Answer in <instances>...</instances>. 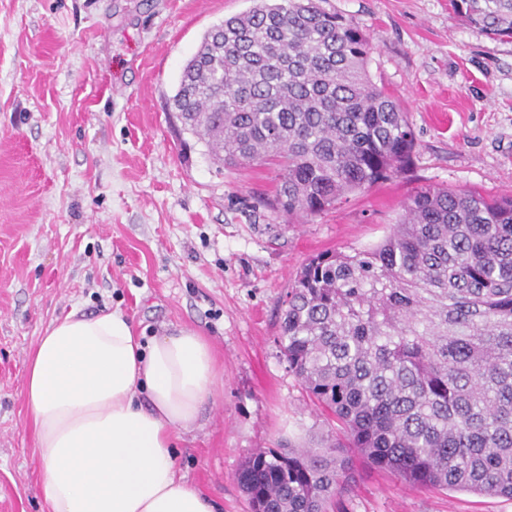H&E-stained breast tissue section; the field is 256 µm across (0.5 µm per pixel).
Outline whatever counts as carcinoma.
Here are the masks:
<instances>
[{
	"label": "carcinoma",
	"instance_id": "cac0c4a2",
	"mask_svg": "<svg viewBox=\"0 0 512 512\" xmlns=\"http://www.w3.org/2000/svg\"><path fill=\"white\" fill-rule=\"evenodd\" d=\"M512 38V0H450ZM369 38L322 0H256L213 25L172 97L227 168L278 169L273 206L316 216L402 172L415 136L368 74ZM379 244L321 253L288 290V371L336 419L319 448L237 472L253 512H328L354 458L416 487L512 498V195L421 187Z\"/></svg>",
	"mask_w": 512,
	"mask_h": 512
}]
</instances>
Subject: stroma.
<instances>
[{
  "instance_id": "stroma-1",
  "label": "stroma",
  "mask_w": 512,
  "mask_h": 512,
  "mask_svg": "<svg viewBox=\"0 0 512 512\" xmlns=\"http://www.w3.org/2000/svg\"><path fill=\"white\" fill-rule=\"evenodd\" d=\"M251 5L0 0V512H46L23 386L39 338L73 307L121 309L147 338L208 337L224 389L177 439L178 473L221 512H251L245 457L336 428L279 347L306 260L378 244L424 186L512 193V40L449 0H326L369 37V75L407 114L413 164L287 219L274 166L213 163L170 103L204 33ZM336 512H512V499L413 488L359 459Z\"/></svg>"
}]
</instances>
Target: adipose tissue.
Wrapping results in <instances>:
<instances>
[{
    "mask_svg": "<svg viewBox=\"0 0 512 512\" xmlns=\"http://www.w3.org/2000/svg\"><path fill=\"white\" fill-rule=\"evenodd\" d=\"M223 388L197 330L144 342L118 309L55 319L24 382L47 512H218L178 474L174 441Z\"/></svg>",
    "mask_w": 512,
    "mask_h": 512,
    "instance_id": "ef3b65f1",
    "label": "adipose tissue"
}]
</instances>
